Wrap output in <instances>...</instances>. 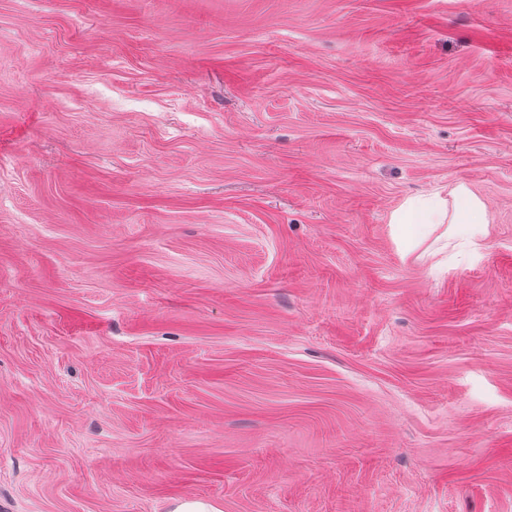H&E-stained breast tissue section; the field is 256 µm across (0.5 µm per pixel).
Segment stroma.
Masks as SVG:
<instances>
[{
  "mask_svg": "<svg viewBox=\"0 0 512 512\" xmlns=\"http://www.w3.org/2000/svg\"><path fill=\"white\" fill-rule=\"evenodd\" d=\"M395 2L0 0V512H512V0ZM451 203L439 198L417 202L406 200L392 212L390 224H393L396 237L405 254H409L421 244L419 239L428 227L440 224H464L473 235L482 225L487 224V208L465 183H457L448 192Z\"/></svg>",
  "mask_w": 512,
  "mask_h": 512,
  "instance_id": "obj_1",
  "label": "stroma"
}]
</instances>
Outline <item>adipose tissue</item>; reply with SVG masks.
Returning a JSON list of instances; mask_svg holds the SVG:
<instances>
[{
  "instance_id": "obj_1",
  "label": "adipose tissue",
  "mask_w": 512,
  "mask_h": 512,
  "mask_svg": "<svg viewBox=\"0 0 512 512\" xmlns=\"http://www.w3.org/2000/svg\"><path fill=\"white\" fill-rule=\"evenodd\" d=\"M487 208L468 185L455 184L448 199L433 198L423 202L406 201L392 212L391 222L404 252H412L420 244L422 232L431 225L444 223L474 227L486 223Z\"/></svg>"
}]
</instances>
